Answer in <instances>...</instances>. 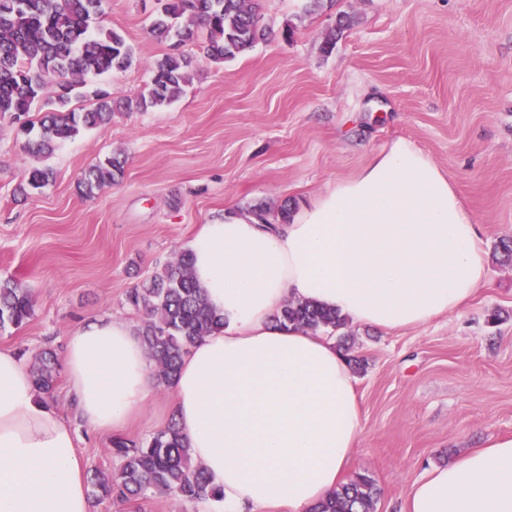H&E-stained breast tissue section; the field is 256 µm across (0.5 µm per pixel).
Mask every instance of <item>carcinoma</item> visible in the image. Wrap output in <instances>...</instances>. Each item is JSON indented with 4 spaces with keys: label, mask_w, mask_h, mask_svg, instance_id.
I'll return each mask as SVG.
<instances>
[{
    "label": "carcinoma",
    "mask_w": 512,
    "mask_h": 512,
    "mask_svg": "<svg viewBox=\"0 0 512 512\" xmlns=\"http://www.w3.org/2000/svg\"><path fill=\"white\" fill-rule=\"evenodd\" d=\"M160 8L150 26L159 41L182 44L195 29L208 31L205 58L223 63L269 38L262 23L260 0H158ZM102 0H0V116L41 113L39 132L25 123L27 148L48 157L82 129H105L115 114L146 111L177 100L190 82L193 61L170 54L151 70L148 90L134 98L112 99L109 91L89 79L123 71L134 61V50L124 35L97 21ZM92 100L80 112L75 99ZM124 172V161L107 158L91 165L78 181V192L90 197L112 184ZM53 179L49 168L34 167L14 193L26 197ZM292 207L258 203L245 214L261 223L287 221ZM127 304L145 313L140 336L157 366V380L169 384L184 354L199 339L224 326L196 287L190 258L182 252L159 273L126 293ZM34 315L31 294L13 278L0 279V331L20 328ZM279 324L312 332L339 331L347 320L338 312L310 302H287L275 315ZM58 358L51 349L35 354L31 368L38 395L48 398L58 382ZM117 469L92 471V495L117 504L168 494L183 502L216 498L204 469L187 448L182 431L173 421L141 440H112ZM379 490L371 476L357 473L309 512H376Z\"/></svg>",
    "instance_id": "carcinoma-1"
}]
</instances>
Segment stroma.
Listing matches in <instances>:
<instances>
[{
  "label": "stroma",
  "instance_id": "1",
  "mask_svg": "<svg viewBox=\"0 0 512 512\" xmlns=\"http://www.w3.org/2000/svg\"><path fill=\"white\" fill-rule=\"evenodd\" d=\"M157 10V0H103V25L136 58L100 83L116 99L138 95L176 50L193 60L178 100L116 115L46 159L0 119V277L22 281L34 300L32 319L0 331V347L63 350L92 315L140 325L127 290L175 261L226 205L299 206L406 138L480 224L490 285L461 314L419 328L345 329L362 362L363 434L350 471L374 479L377 512H405L432 465L512 437V266L495 250L512 240V0H261L271 37L220 64L203 54L206 30L176 48L154 39ZM342 15L349 28L323 52ZM111 155L124 159L122 177L80 195L83 172ZM43 166L53 181L14 197L25 172ZM171 417L158 391L121 435L144 439Z\"/></svg>",
  "mask_w": 512,
  "mask_h": 512
}]
</instances>
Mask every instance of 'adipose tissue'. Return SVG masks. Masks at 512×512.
I'll return each mask as SVG.
<instances>
[{
    "label": "adipose tissue",
    "instance_id": "obj_1",
    "mask_svg": "<svg viewBox=\"0 0 512 512\" xmlns=\"http://www.w3.org/2000/svg\"><path fill=\"white\" fill-rule=\"evenodd\" d=\"M223 328L195 343L168 386L192 456L221 497L194 512H308L346 480L362 438L355 378L335 341L274 320L286 301L402 329L463 312L487 287L479 225L447 176L398 138L353 178L271 228L236 215L187 243ZM72 424L0 348V512H91L78 427L114 430L157 391L140 336L92 318L67 340ZM407 512H512V437L433 467Z\"/></svg>",
    "mask_w": 512,
    "mask_h": 512
}]
</instances>
